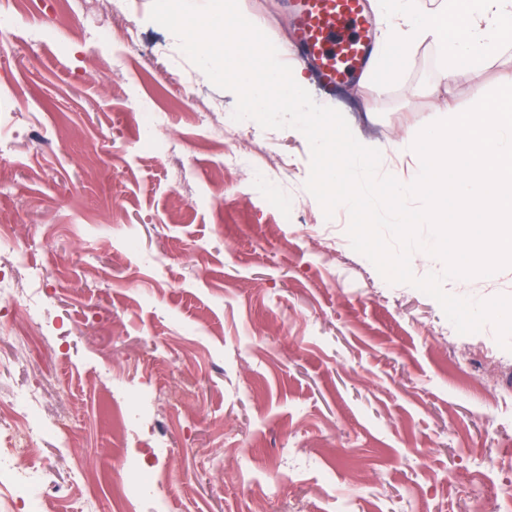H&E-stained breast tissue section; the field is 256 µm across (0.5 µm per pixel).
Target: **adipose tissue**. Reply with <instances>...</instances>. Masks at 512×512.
Segmentation results:
<instances>
[{
    "instance_id": "adipose-tissue-1",
    "label": "adipose tissue",
    "mask_w": 512,
    "mask_h": 512,
    "mask_svg": "<svg viewBox=\"0 0 512 512\" xmlns=\"http://www.w3.org/2000/svg\"><path fill=\"white\" fill-rule=\"evenodd\" d=\"M417 0H381L394 23L383 43L385 59L409 58L414 46L428 41L446 57L445 76L481 62L499 37L512 30V0H439L421 12Z\"/></svg>"
}]
</instances>
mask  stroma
<instances>
[{
	"label": "stroma",
	"instance_id": "1",
	"mask_svg": "<svg viewBox=\"0 0 512 512\" xmlns=\"http://www.w3.org/2000/svg\"><path fill=\"white\" fill-rule=\"evenodd\" d=\"M152 3L0 0L14 17L0 34V138L12 142L0 225H16L43 268L62 334L53 365L67 393L45 390L43 411L68 413L76 444L49 439L43 455L69 512L111 462L98 422L107 365L128 402L160 395L179 486L166 512H470L474 489L512 491V372H493L512 351L493 325L457 333L437 301L352 249L347 208L326 218L306 188L300 131L248 128L264 179L222 169L203 113L233 112L237 96L150 20ZM239 7L289 41L290 0ZM445 64L425 42L394 72L312 96L380 149L381 171L410 178L422 127L512 80V40L447 81ZM133 97L162 113L159 144L145 143ZM181 137L193 147L172 157ZM444 288L512 297V267Z\"/></svg>",
	"mask_w": 512,
	"mask_h": 512
}]
</instances>
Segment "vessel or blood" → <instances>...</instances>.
<instances>
[{"instance_id":"1","label":"vessel or blood","mask_w":512,"mask_h":512,"mask_svg":"<svg viewBox=\"0 0 512 512\" xmlns=\"http://www.w3.org/2000/svg\"><path fill=\"white\" fill-rule=\"evenodd\" d=\"M292 38L319 82L336 87L366 72L374 22L365 0H298Z\"/></svg>"}]
</instances>
